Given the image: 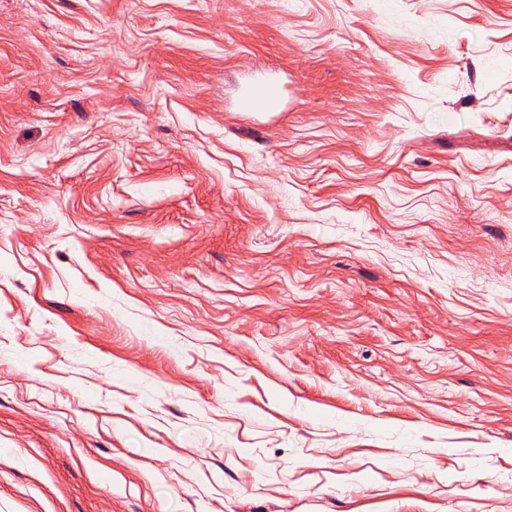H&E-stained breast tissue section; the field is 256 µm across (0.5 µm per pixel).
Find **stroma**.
Wrapping results in <instances>:
<instances>
[{
  "mask_svg": "<svg viewBox=\"0 0 512 512\" xmlns=\"http://www.w3.org/2000/svg\"><path fill=\"white\" fill-rule=\"evenodd\" d=\"M0 512H512V0H0ZM242 101L261 112H283L285 88L271 77L256 79L244 85L240 91Z\"/></svg>",
  "mask_w": 512,
  "mask_h": 512,
  "instance_id": "35a3bbf8",
  "label": "stroma"
}]
</instances>
